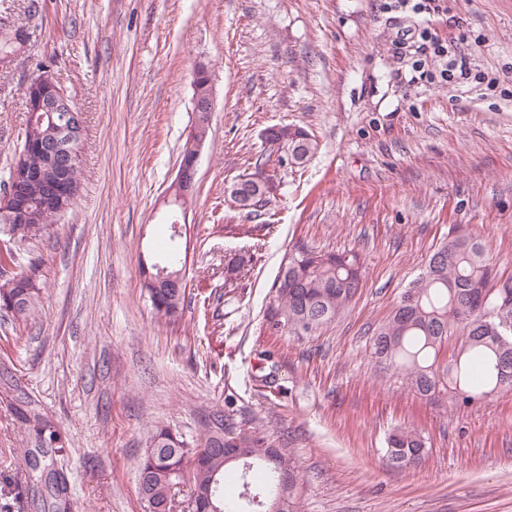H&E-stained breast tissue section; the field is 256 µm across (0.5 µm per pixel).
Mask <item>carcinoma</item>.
I'll list each match as a JSON object with an SVG mask.
<instances>
[{"label": "carcinoma", "mask_w": 512, "mask_h": 512, "mask_svg": "<svg viewBox=\"0 0 512 512\" xmlns=\"http://www.w3.org/2000/svg\"><path fill=\"white\" fill-rule=\"evenodd\" d=\"M76 122L70 112L54 116L57 126ZM52 124V125H54ZM48 122L26 124L25 134L32 139L46 138L53 132ZM278 141L297 138L298 154L293 163L302 167L315 154L317 145L304 130L284 126L272 132ZM267 194L260 181L242 177L235 181L229 195L238 209H243L241 195ZM31 218L26 224H3L5 259L14 261L17 247L39 236L53 223L54 215L40 206L41 190L28 191ZM245 210V209H243ZM254 209L245 217H259ZM360 260L352 253H323L309 248L287 254L277 277V303L272 310L273 327L290 331L317 330L332 322L349 305L361 287ZM46 288L35 277L25 288H8L0 284V309L20 321L38 311ZM145 288L156 315L166 321L175 320L184 309L187 281L180 289L154 292L150 282ZM407 290L416 291L413 302L400 295L399 301L379 325L369 342V353L381 368L404 380L415 393L433 399L436 393L451 391L459 406L467 407L495 394L512 390V321L500 329L501 321L486 318V312L504 302L512 304V283L496 282L493 258L476 238L450 235L429 257L419 277ZM452 337L460 346L448 359H440L445 343ZM25 421L39 438L38 448L25 451V461L34 473L40 468L39 449L53 447L56 434L48 421L34 410ZM272 442L256 430L217 426L210 421L195 433H174L159 427L151 436L140 462L138 486L150 503L162 505L174 496L184 480L192 482V512H249L250 503L244 492L237 497L224 495L222 480L229 468L248 467L242 473L260 471L263 480L249 482L252 495L259 497L268 510L276 495L291 508L295 504V466L290 453L279 449L277 461H268ZM427 453L425 437L419 430L397 427L387 438V460L396 468L420 463ZM56 510L62 509L66 483L60 473L46 484Z\"/></svg>", "instance_id": "1"}]
</instances>
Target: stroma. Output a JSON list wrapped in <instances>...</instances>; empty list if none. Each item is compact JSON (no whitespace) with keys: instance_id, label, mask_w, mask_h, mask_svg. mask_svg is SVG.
Returning a JSON list of instances; mask_svg holds the SVG:
<instances>
[{"instance_id":"1","label":"stroma","mask_w":512,"mask_h":512,"mask_svg":"<svg viewBox=\"0 0 512 512\" xmlns=\"http://www.w3.org/2000/svg\"><path fill=\"white\" fill-rule=\"evenodd\" d=\"M0 0L29 39L0 68V184L28 114L20 89L39 60L87 115L73 208L22 245L18 268L46 284L28 322L0 312V512H36L22 451L35 408L62 445L66 512H149L138 466L156 423L188 434L223 418L293 456L298 512H512V391L472 406L430 400L380 372L376 327L454 229L512 279V0H431L439 38L461 40L474 73L429 81L398 44L414 17L386 0ZM215 108L187 230L181 318L166 323L142 263L168 229L163 196L192 124V75ZM495 75L486 89L480 74ZM314 134L302 168L270 160L263 230L242 229L228 187L252 174L269 129ZM355 251L362 286L332 323L269 329L286 251ZM246 264L225 287V266ZM275 373L273 386L260 377ZM233 405H226V398ZM417 428L416 466L386 461L396 427Z\"/></svg>"}]
</instances>
